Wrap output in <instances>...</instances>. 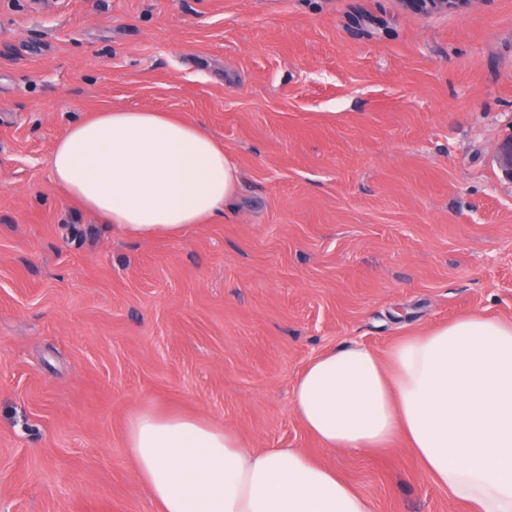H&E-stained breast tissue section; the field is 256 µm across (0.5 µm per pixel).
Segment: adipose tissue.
Wrapping results in <instances>:
<instances>
[{"instance_id":"ef3b65f1","label":"adipose tissue","mask_w":512,"mask_h":512,"mask_svg":"<svg viewBox=\"0 0 512 512\" xmlns=\"http://www.w3.org/2000/svg\"><path fill=\"white\" fill-rule=\"evenodd\" d=\"M50 175L122 236L175 238L224 215L239 169L201 125L107 109L56 140ZM327 450H402L472 512H512V321L473 312L379 352L313 359L291 387ZM125 446L158 512H374L336 468L300 448L255 450L192 415L144 410Z\"/></svg>"}]
</instances>
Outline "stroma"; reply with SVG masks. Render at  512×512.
I'll return each mask as SVG.
<instances>
[{"mask_svg":"<svg viewBox=\"0 0 512 512\" xmlns=\"http://www.w3.org/2000/svg\"><path fill=\"white\" fill-rule=\"evenodd\" d=\"M175 112L235 159L216 224L113 234L49 156L104 109ZM512 0H0V512H157L142 409L302 448L375 512H469L406 453L323 450L318 355L512 320Z\"/></svg>","mask_w":512,"mask_h":512,"instance_id":"1","label":"stroma"}]
</instances>
